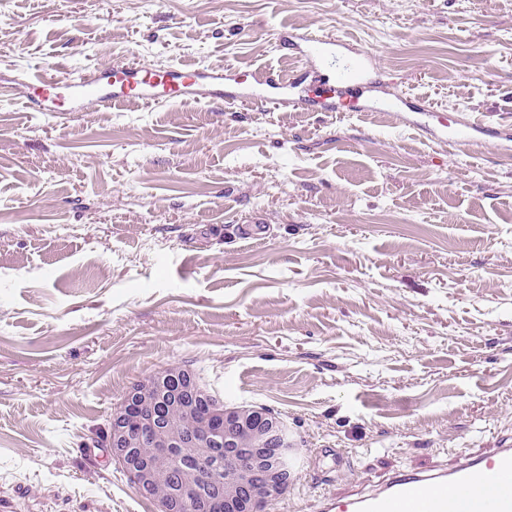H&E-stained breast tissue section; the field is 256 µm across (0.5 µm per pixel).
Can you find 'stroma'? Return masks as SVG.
<instances>
[{"label": "stroma", "instance_id": "1", "mask_svg": "<svg viewBox=\"0 0 512 512\" xmlns=\"http://www.w3.org/2000/svg\"><path fill=\"white\" fill-rule=\"evenodd\" d=\"M308 29L428 113L0 99V512H155L106 435L170 367L286 420L263 512L512 435V0H0V80L285 74ZM439 112L500 134L450 150Z\"/></svg>", "mask_w": 512, "mask_h": 512}]
</instances>
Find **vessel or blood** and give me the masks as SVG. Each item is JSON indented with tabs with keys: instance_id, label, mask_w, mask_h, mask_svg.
<instances>
[{
	"instance_id": "obj_1",
	"label": "vessel or blood",
	"mask_w": 512,
	"mask_h": 512,
	"mask_svg": "<svg viewBox=\"0 0 512 512\" xmlns=\"http://www.w3.org/2000/svg\"><path fill=\"white\" fill-rule=\"evenodd\" d=\"M305 49V74L314 88L299 100V107L324 111L400 112L408 108L403 96L375 102L367 98L368 81L352 74L350 67L336 73V100H326L321 85L324 73L318 66L320 49L343 47V39L325 33L299 34ZM224 72L199 66L170 65L157 70L138 64L108 63L86 79L75 80L48 72H26L21 82H0V98L14 96L19 88L34 91L37 106L67 97L71 106L91 100L112 106L121 104L159 105L166 102L204 100L221 104L236 99L225 90ZM448 137L452 149L473 146L475 124L463 117L452 118ZM456 500H449V489ZM316 512H512V437L500 440L497 448L479 451L452 465H433L416 470L394 471L370 490H350L322 496Z\"/></svg>"
}]
</instances>
